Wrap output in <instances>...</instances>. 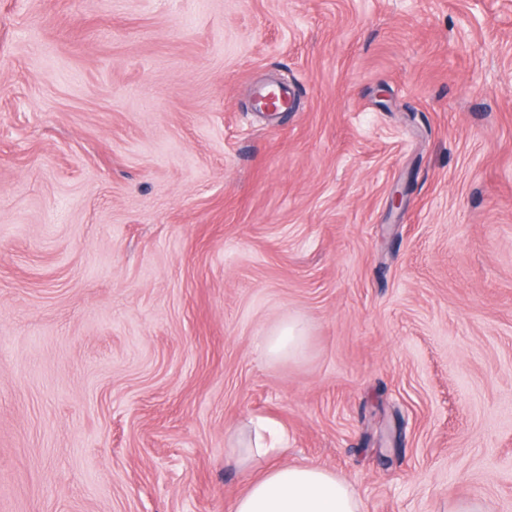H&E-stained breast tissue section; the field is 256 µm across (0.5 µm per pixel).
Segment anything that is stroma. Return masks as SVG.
Here are the masks:
<instances>
[{
    "mask_svg": "<svg viewBox=\"0 0 512 512\" xmlns=\"http://www.w3.org/2000/svg\"><path fill=\"white\" fill-rule=\"evenodd\" d=\"M257 417L512 512V0H0V512H233ZM307 335L305 326L298 320H289L267 336L265 353L268 357L297 356L304 350Z\"/></svg>",
    "mask_w": 512,
    "mask_h": 512,
    "instance_id": "obj_1",
    "label": "stroma"
}]
</instances>
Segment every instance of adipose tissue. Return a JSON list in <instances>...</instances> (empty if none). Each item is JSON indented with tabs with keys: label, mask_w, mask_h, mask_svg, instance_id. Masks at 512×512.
<instances>
[{
	"label": "adipose tissue",
	"mask_w": 512,
	"mask_h": 512,
	"mask_svg": "<svg viewBox=\"0 0 512 512\" xmlns=\"http://www.w3.org/2000/svg\"><path fill=\"white\" fill-rule=\"evenodd\" d=\"M305 326L290 320L267 336L265 353L272 358L303 352ZM283 433L260 422L249 437L227 450L235 466L248 476L234 512H360L353 489L333 472L315 465H285L279 460Z\"/></svg>",
	"instance_id": "obj_1"
}]
</instances>
